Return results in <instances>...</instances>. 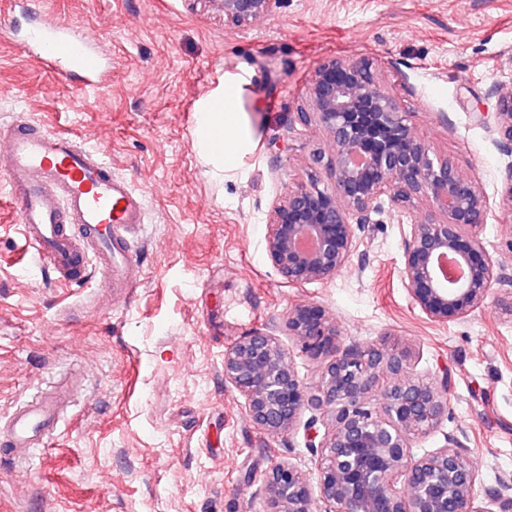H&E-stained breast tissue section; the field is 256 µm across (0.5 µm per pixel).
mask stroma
<instances>
[{
  "label": "stroma",
  "instance_id": "obj_1",
  "mask_svg": "<svg viewBox=\"0 0 512 512\" xmlns=\"http://www.w3.org/2000/svg\"><path fill=\"white\" fill-rule=\"evenodd\" d=\"M41 16L103 32L112 80L80 93L17 39L0 0V123L64 129L104 150L146 200L132 231L141 273L106 292L23 272L16 210L0 179V417L54 386L78 382L59 438L0 472V512H267L264 476L276 463L309 479L317 461L304 429H258L224 378V351L282 326L289 305H321L342 345L380 338L407 348L415 374L448 380V417L415 439L414 455L453 434L479 491L512 482V317L494 303L439 326L401 278L407 212L383 202L337 276L300 288L272 266L264 236L271 208L326 148L302 124L305 91L331 57L369 58L414 132L484 187L483 235L512 239L505 139L487 128L497 87L512 89V0H280L261 25L231 28L208 0H33ZM246 80L239 110L254 141L237 171L214 178L195 147L197 107L225 75Z\"/></svg>",
  "mask_w": 512,
  "mask_h": 512
}]
</instances>
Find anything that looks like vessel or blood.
<instances>
[{
	"label": "vessel or blood",
	"instance_id": "obj_1",
	"mask_svg": "<svg viewBox=\"0 0 512 512\" xmlns=\"http://www.w3.org/2000/svg\"><path fill=\"white\" fill-rule=\"evenodd\" d=\"M26 47L46 67L98 93L109 86L111 58L101 34L50 24L30 28ZM0 173L10 187L24 246L33 268H50L59 281L84 279L97 269L105 285L137 258L127 238L146 221L144 195L113 172L99 149L65 132L30 122L0 127ZM77 390L24 401L0 421V445L14 463L28 460L60 431Z\"/></svg>",
	"mask_w": 512,
	"mask_h": 512
}]
</instances>
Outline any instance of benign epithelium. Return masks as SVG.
I'll return each mask as SVG.
<instances>
[{
  "instance_id": "7a95c632",
  "label": "benign epithelium",
  "mask_w": 512,
  "mask_h": 512,
  "mask_svg": "<svg viewBox=\"0 0 512 512\" xmlns=\"http://www.w3.org/2000/svg\"><path fill=\"white\" fill-rule=\"evenodd\" d=\"M228 26L258 25L279 0H209ZM495 123L512 154V91L496 90ZM312 113L332 145L313 154L329 183L312 173L293 183L272 209L265 251L290 286L336 276L362 243L359 232L381 211L386 196L398 208L416 197L430 207L403 232L405 288L427 319L438 324L469 317L497 294L512 317V261L488 249L483 230L489 199L478 182L448 158L434 155L414 135L407 113L379 81L373 61L329 58L307 85ZM463 269L443 274L441 258ZM288 335L302 352L326 363L316 387L300 378L275 330L255 331L224 351V378L244 396L251 421L278 438L305 426L308 447L320 456L317 488L290 464L274 465L264 479L270 512H512V485L484 501L477 473L455 435L421 456L415 438L432 433L448 415V378L434 385L413 373L408 351L384 340L366 347L340 345V332L315 303L289 306Z\"/></svg>"
}]
</instances>
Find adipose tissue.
Masks as SVG:
<instances>
[{
    "label": "adipose tissue",
    "mask_w": 512,
    "mask_h": 512,
    "mask_svg": "<svg viewBox=\"0 0 512 512\" xmlns=\"http://www.w3.org/2000/svg\"><path fill=\"white\" fill-rule=\"evenodd\" d=\"M242 83V77L225 76L223 87L207 96L198 110L196 146L218 176L234 172L252 145L238 110Z\"/></svg>",
    "instance_id": "1"
}]
</instances>
